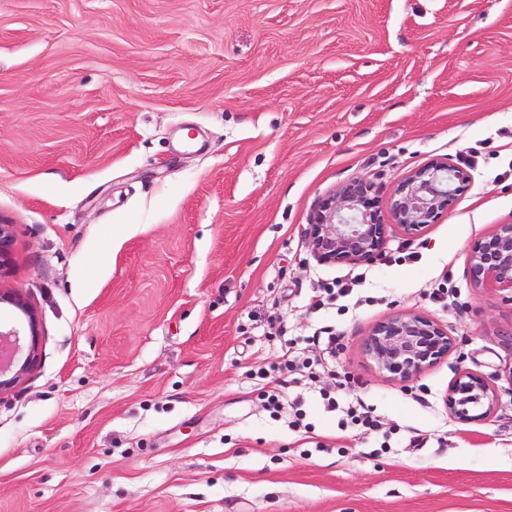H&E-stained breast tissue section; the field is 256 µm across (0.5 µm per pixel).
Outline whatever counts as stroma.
Returning <instances> with one entry per match:
<instances>
[{"instance_id": "stroma-1", "label": "stroma", "mask_w": 512, "mask_h": 512, "mask_svg": "<svg viewBox=\"0 0 512 512\" xmlns=\"http://www.w3.org/2000/svg\"><path fill=\"white\" fill-rule=\"evenodd\" d=\"M434 160L471 182L421 236L313 256L319 200ZM510 223L512 0H0V292L41 334L0 512H512V295L466 277ZM395 313L455 344L406 383L364 351ZM288 341L320 366L259 378ZM462 371L484 420L448 411ZM496 401L497 394L488 383L471 372H462L448 389V409L462 423L484 419Z\"/></svg>"}]
</instances>
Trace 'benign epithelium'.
<instances>
[{
  "label": "benign epithelium",
  "mask_w": 512,
  "mask_h": 512,
  "mask_svg": "<svg viewBox=\"0 0 512 512\" xmlns=\"http://www.w3.org/2000/svg\"><path fill=\"white\" fill-rule=\"evenodd\" d=\"M469 184L458 166L432 162L410 173L391 191L386 208L402 232L421 235L447 211ZM384 222L377 187L353 180L323 198L306 230L313 255L323 263L370 261L383 249L392 227ZM12 235L0 226V272L10 265ZM466 276L476 287L512 292V224H501L474 242ZM7 304L27 318L28 331L0 330V393L14 388L39 356L38 323L32 308L18 293L0 292ZM454 342L435 321L421 314H395L378 323L364 343L378 369L398 382H408L453 350ZM497 394L480 376L461 373L448 389V409L462 423L489 415Z\"/></svg>",
  "instance_id": "benign-epithelium-1"
}]
</instances>
